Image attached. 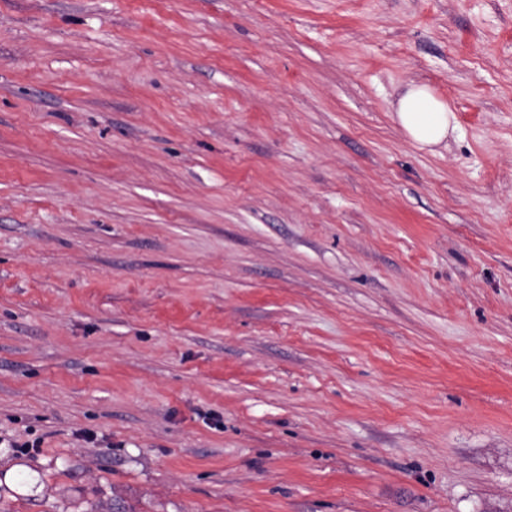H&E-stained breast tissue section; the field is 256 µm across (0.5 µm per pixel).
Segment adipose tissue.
Masks as SVG:
<instances>
[{
  "instance_id": "1",
  "label": "adipose tissue",
  "mask_w": 512,
  "mask_h": 512,
  "mask_svg": "<svg viewBox=\"0 0 512 512\" xmlns=\"http://www.w3.org/2000/svg\"><path fill=\"white\" fill-rule=\"evenodd\" d=\"M396 116L408 138L422 150L440 145L454 129L448 104L424 84L408 86L398 100Z\"/></svg>"
}]
</instances>
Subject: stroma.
<instances>
[{"instance_id": "obj_1", "label": "stroma", "mask_w": 512, "mask_h": 512, "mask_svg": "<svg viewBox=\"0 0 512 512\" xmlns=\"http://www.w3.org/2000/svg\"><path fill=\"white\" fill-rule=\"evenodd\" d=\"M116 493L512 512V0H0V512ZM397 120L408 138L419 148L434 151L450 131L455 132L453 112L424 84H411L398 99Z\"/></svg>"}]
</instances>
